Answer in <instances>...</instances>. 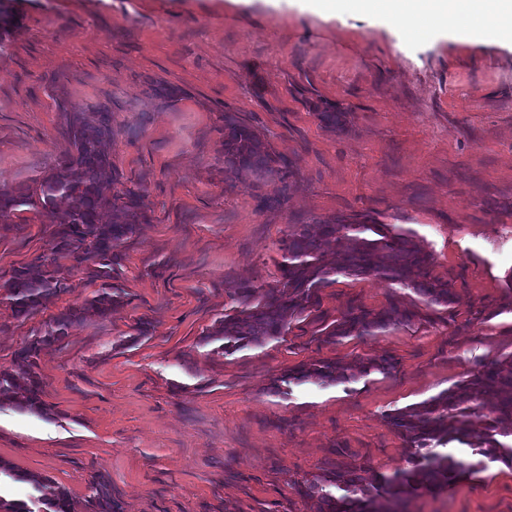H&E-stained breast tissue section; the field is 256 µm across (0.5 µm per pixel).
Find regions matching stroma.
Here are the masks:
<instances>
[{
  "label": "stroma",
  "mask_w": 512,
  "mask_h": 512,
  "mask_svg": "<svg viewBox=\"0 0 512 512\" xmlns=\"http://www.w3.org/2000/svg\"><path fill=\"white\" fill-rule=\"evenodd\" d=\"M4 12L17 22L0 33V184L34 188L68 150L62 107H103L119 185H142L152 221L122 247L120 306L42 351L43 412L0 406V461L49 479L77 512L96 474L122 512H316L293 481L330 463L393 475L411 450L387 414L512 356L511 49L441 35L400 47L385 23L327 21L290 0H0ZM156 82L178 100L155 98ZM228 112L287 159L285 204L264 205L273 183L227 189ZM322 112L344 113V131ZM360 215L411 231L451 302L340 275L281 339L230 355L204 342L228 288L274 284L297 225ZM50 231L38 206L0 223V284L47 254ZM57 265L64 290L45 308L21 321L0 305V370L95 291L86 266ZM392 302L410 323L319 337L348 304ZM380 356L389 373L282 381ZM405 512H512V466L409 496ZM347 370L336 361L323 360L287 374L282 381L287 384L291 381L296 383L312 381L321 385L336 384L353 377L352 374L347 373Z\"/></svg>",
  "instance_id": "stroma-1"
}]
</instances>
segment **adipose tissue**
Returning a JSON list of instances; mask_svg holds the SVG:
<instances>
[{
    "instance_id": "ef3b65f1",
    "label": "adipose tissue",
    "mask_w": 512,
    "mask_h": 512,
    "mask_svg": "<svg viewBox=\"0 0 512 512\" xmlns=\"http://www.w3.org/2000/svg\"><path fill=\"white\" fill-rule=\"evenodd\" d=\"M303 12L325 19L375 15L397 37L425 26L474 42L512 48V0H298Z\"/></svg>"
}]
</instances>
